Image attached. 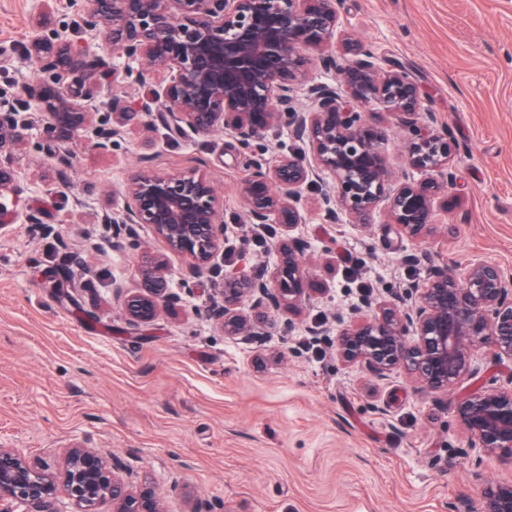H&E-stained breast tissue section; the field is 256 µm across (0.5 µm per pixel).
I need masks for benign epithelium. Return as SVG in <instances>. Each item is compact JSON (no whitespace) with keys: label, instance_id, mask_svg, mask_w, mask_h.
<instances>
[{"label":"benign epithelium","instance_id":"obj_1","mask_svg":"<svg viewBox=\"0 0 512 512\" xmlns=\"http://www.w3.org/2000/svg\"><path fill=\"white\" fill-rule=\"evenodd\" d=\"M52 0H35L34 26L51 24ZM338 0H72L79 21L50 37L35 35L24 56L46 78L0 96V228L9 224L1 199L18 189L16 152L23 131L41 123L50 138L36 144L58 156L77 133L107 152L113 139L145 118L169 134L224 132L247 146L284 124L293 147L269 162L255 158L238 187L248 223L279 225L275 261L266 278L223 270L224 210L203 170L133 172L122 202L98 223L112 226V251L141 247L149 225L168 250L188 260L194 278L214 274L209 315L226 336H256L278 311L301 313L317 289L305 245L292 232L304 220L303 191L327 224L368 226L383 208L392 223L419 238L434 228L435 203L453 182L457 145L425 112L419 86L402 68L382 69L370 44L351 35L345 53L329 47L340 27ZM104 35L125 63L121 91H104L117 74L109 57L85 58ZM316 64L334 82L309 81ZM304 90L309 106L297 105ZM383 106L411 138L406 161L428 177H395L385 158L388 128L366 119ZM128 322H155L175 301L164 257L143 251L136 286L115 287ZM368 313L338 321L333 345L344 363H360L378 379L402 368L425 392L448 393L471 371L474 353L512 361V275L478 260L464 271L432 269L410 293L367 297ZM511 388L472 393L455 406L475 448L512 460ZM0 512H164L156 487L133 489L120 462L74 442L59 461L0 447ZM481 512H512V482L488 484Z\"/></svg>","mask_w":512,"mask_h":512}]
</instances>
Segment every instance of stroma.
<instances>
[{
    "label": "stroma",
    "instance_id": "obj_1",
    "mask_svg": "<svg viewBox=\"0 0 512 512\" xmlns=\"http://www.w3.org/2000/svg\"><path fill=\"white\" fill-rule=\"evenodd\" d=\"M344 30L370 43L382 68L403 66L459 147L435 228L407 237L386 211L370 227L327 224L314 208L294 234L307 242L319 292L300 315L269 316L257 336H228L207 314L185 260H168L176 309L129 325L113 284H136L139 253L113 252V191L143 165L176 173L205 165L224 205V261L267 275L279 233L255 234L238 187L249 159L287 152V129L241 145L224 133L169 139L138 126L95 149L68 143L66 181L26 130L17 208L40 225L0 230V446L51 456L80 441L150 480L165 512H480L512 463L471 447L459 397L512 382V362L476 356L448 394L425 393L400 369L378 380L340 362L307 326L363 314L364 296L422 283L430 267L473 259L512 273V0H338ZM31 0H0V90L34 82L20 58L34 30ZM428 254L431 265L405 263Z\"/></svg>",
    "mask_w": 512,
    "mask_h": 512
}]
</instances>
